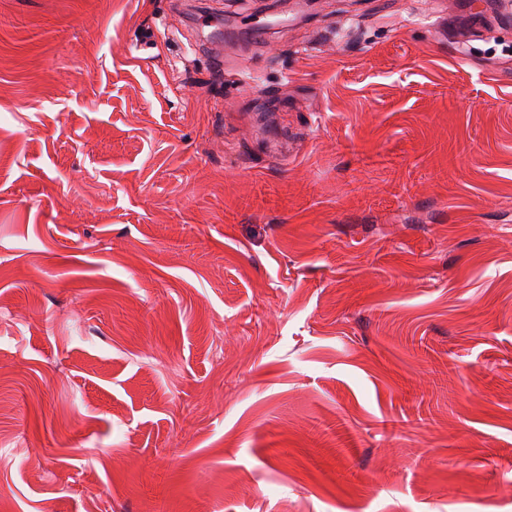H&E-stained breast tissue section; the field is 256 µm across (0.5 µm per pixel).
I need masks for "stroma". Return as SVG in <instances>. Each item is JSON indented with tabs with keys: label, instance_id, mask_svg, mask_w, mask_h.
<instances>
[{
	"label": "stroma",
	"instance_id": "stroma-1",
	"mask_svg": "<svg viewBox=\"0 0 512 512\" xmlns=\"http://www.w3.org/2000/svg\"><path fill=\"white\" fill-rule=\"evenodd\" d=\"M0 512H512V0H0Z\"/></svg>",
	"mask_w": 512,
	"mask_h": 512
}]
</instances>
